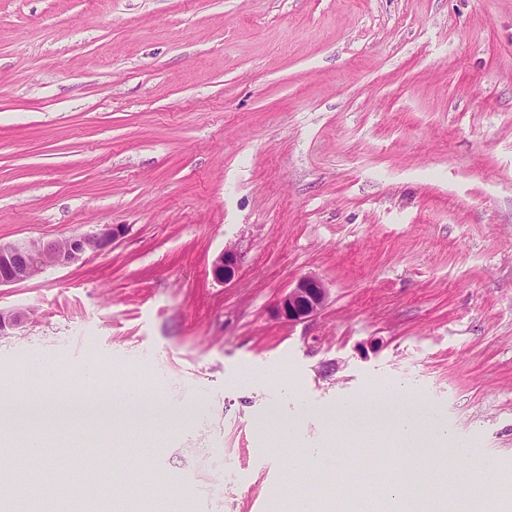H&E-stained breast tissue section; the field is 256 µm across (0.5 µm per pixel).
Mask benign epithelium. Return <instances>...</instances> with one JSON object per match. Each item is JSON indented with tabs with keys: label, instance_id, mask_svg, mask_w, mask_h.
Instances as JSON below:
<instances>
[{
	"label": "benign epithelium",
	"instance_id": "obj_1",
	"mask_svg": "<svg viewBox=\"0 0 512 512\" xmlns=\"http://www.w3.org/2000/svg\"><path fill=\"white\" fill-rule=\"evenodd\" d=\"M121 232L117 224H103L92 233L68 237L60 246L52 241L29 240L0 244V287L30 280L48 268L74 266L89 254L111 249ZM240 266L241 255L235 245L229 244L214 259L212 273L227 284L235 279ZM327 297L328 288L321 279L305 276L280 299L277 312L291 322L303 321L316 315ZM31 316L30 310H1L0 333L23 325Z\"/></svg>",
	"mask_w": 512,
	"mask_h": 512
}]
</instances>
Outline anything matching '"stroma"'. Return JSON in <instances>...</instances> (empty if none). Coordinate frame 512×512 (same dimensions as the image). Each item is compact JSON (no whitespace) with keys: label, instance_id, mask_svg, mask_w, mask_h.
Instances as JSON below:
<instances>
[{"label":"stroma","instance_id":"obj_1","mask_svg":"<svg viewBox=\"0 0 512 512\" xmlns=\"http://www.w3.org/2000/svg\"><path fill=\"white\" fill-rule=\"evenodd\" d=\"M123 226L108 251L0 288V386L194 409L53 431L110 512H288L334 485L484 512L512 473V0H0V242ZM235 281L212 274L225 245ZM330 291L279 318L303 276ZM293 378L280 384L281 372ZM237 374L258 384L234 382ZM438 410L458 456L327 412L379 387ZM296 420L258 439L270 408ZM224 449L231 476L213 468ZM315 466L290 480V457ZM223 482V495L210 490ZM328 288L314 276H305L279 301L278 315L291 322L303 321L314 315L324 306ZM155 392H146L131 386L125 380L112 381L107 405L117 415L128 413H150L159 409Z\"/></svg>","mask_w":512,"mask_h":512}]
</instances>
